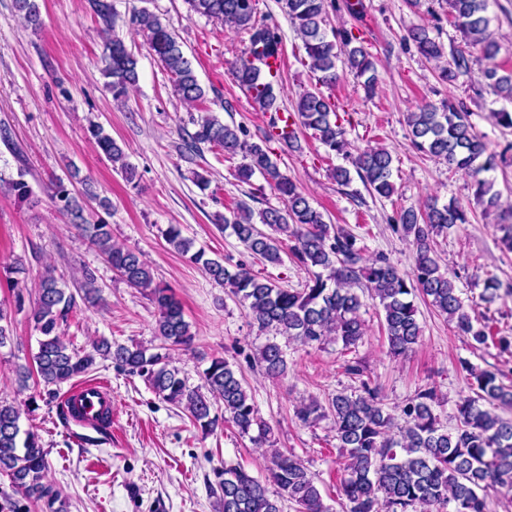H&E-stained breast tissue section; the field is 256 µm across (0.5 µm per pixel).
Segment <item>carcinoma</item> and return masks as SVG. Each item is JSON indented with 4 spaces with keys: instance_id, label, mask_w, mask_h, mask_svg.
Listing matches in <instances>:
<instances>
[{
    "instance_id": "1",
    "label": "carcinoma",
    "mask_w": 512,
    "mask_h": 512,
    "mask_svg": "<svg viewBox=\"0 0 512 512\" xmlns=\"http://www.w3.org/2000/svg\"><path fill=\"white\" fill-rule=\"evenodd\" d=\"M188 11L229 25L248 34L246 51L234 63L232 74L240 87L251 96L255 107L269 114L268 132L261 142L248 139L241 125H228L213 114L192 120L189 138L196 149L218 147L228 157L239 156L242 163L234 177L252 184L260 175L263 184L256 188L270 190L282 206L254 212L245 204L224 218V228L231 229L239 242L253 256L270 264L282 263L283 244L288 255L308 274L300 288H282L270 279L255 274L244 264L230 269L222 258H212L206 251L193 249V240L183 235L178 224L162 231L166 242L189 261L199 265L216 284L224 287L247 310L251 323L272 334L267 342L246 359L258 365L270 379L286 375V351L277 337L282 336L302 346L340 342L346 350L364 336L360 309L363 306L355 287L362 284L379 300L384 314L388 348L394 356L410 353L421 337L415 297L429 301L453 324V329L470 339L475 349L494 346L501 354H512V336L493 331L490 318L465 310L455 280L440 270L437 237L459 224L468 222V211L456 200L439 203L434 199L424 208H403L393 219L394 233L411 240L413 264L401 270L384 255L369 259L365 247L358 245L353 233L336 228L325 220L309 197L283 172L275 153L268 146L278 142L285 149L299 148L297 128L313 131L327 151L346 152V130L340 122L336 103L316 91H305L295 112L283 123V110L263 67L267 61L283 55V39L276 25L256 15L255 0H185ZM308 59L310 71L318 83L333 85L338 79L336 61L343 58L366 96L375 94L378 77L372 55L360 36L350 30L328 29V8L335 0H281ZM454 24L464 34L468 48L479 51L488 61L482 77L502 100L512 102V70L503 71L496 63L498 44L489 31V0H446ZM15 9L27 26L42 27L39 0H14ZM92 8L103 25L102 51L104 76L113 99L122 101L139 79L138 59L124 39L113 32V9L109 0H92ZM131 24L146 35L147 45L170 72L174 92L187 104L205 98L191 62L185 56L178 37L161 18L143 8L133 11ZM408 39L418 52L436 62L443 58V48L429 27L413 28ZM469 69V59L459 51L452 61L439 67V79L451 84ZM409 136L414 147L444 160L449 167L462 171L470 179L474 197L484 209L498 207L500 192L487 173L497 166L498 155L470 122L468 114L453 100L426 103L418 111L407 113ZM89 133L99 151L120 171L126 181L136 176L120 145L97 123ZM362 182L381 197L395 191L393 156L384 147H370L358 153L354 161ZM19 168L12 175L0 169V188L4 187L19 201L26 202L32 189ZM79 170H68V179L51 183L50 198L56 210L75 225L89 242L103 254L132 288L142 291L153 303L156 338L159 345L116 344L101 338L91 350L80 351L61 336V326L76 305L75 295L66 283L47 269L41 276L37 296L30 309V319L39 333L37 351L32 360L43 386L51 396L55 387L86 374L96 357L110 360L115 367L143 378L162 400L182 408L192 423L208 435L221 424L234 425L239 434L257 444L271 441L272 429L259 415L245 381L228 359L218 356L203 371L204 388H193L171 365V355L188 350L194 340L180 303L171 289L156 281L152 268L140 251L112 242V227L104 220L90 221L85 216L84 199L97 201L109 211L111 201L101 197L88 179H78ZM80 180L82 192L74 189ZM263 224L265 232L258 228ZM496 230L501 242L512 250V211L500 217ZM81 300L90 307L104 302L95 274L85 269L80 285ZM12 310L0 304V348L11 341ZM470 380L473 395L456 405L453 427L441 422L436 413L439 397L429 387L406 399L398 415L385 409L378 387L363 379L364 368L354 361L345 371L360 378V389L342 391L328 398L327 404L312 398L296 411L297 419L311 425L329 416L338 441L340 490L346 498L347 512H488L487 491L499 488L512 491V418L498 410L512 407V384L502 381L503 374L478 370L461 362ZM224 412H214L216 403ZM20 408L0 401V474L10 478L13 487L44 503L45 512H67L59 491L46 482L48 451L40 435L21 426ZM212 493L218 495L220 512H283L282 502L297 506V512H329L315 478L292 452H275L265 479L253 476L245 468L224 464L214 471ZM276 486L270 494L268 485Z\"/></svg>"
}]
</instances>
